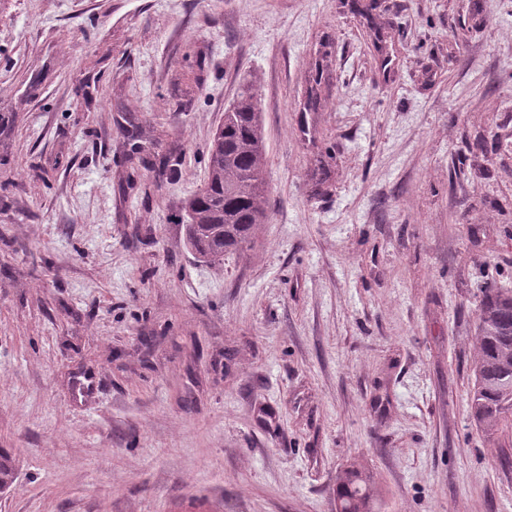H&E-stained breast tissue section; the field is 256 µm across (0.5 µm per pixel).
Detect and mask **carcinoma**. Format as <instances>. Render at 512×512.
Returning <instances> with one entry per match:
<instances>
[{"label":"carcinoma","mask_w":512,"mask_h":512,"mask_svg":"<svg viewBox=\"0 0 512 512\" xmlns=\"http://www.w3.org/2000/svg\"><path fill=\"white\" fill-rule=\"evenodd\" d=\"M267 155L259 104L246 88L224 110L209 150L204 184L188 201L186 242L211 261L247 243L258 224L268 222ZM479 359L470 391L475 424L496 434L512 429V289L487 288L476 315ZM17 484L15 459L0 452V491ZM378 494L370 476L349 467L336 478L339 512H376Z\"/></svg>","instance_id":"cac0c4a2"}]
</instances>
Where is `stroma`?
Returning a JSON list of instances; mask_svg holds the SVG:
<instances>
[{"instance_id":"35a3bbf8","label":"stroma","mask_w":512,"mask_h":512,"mask_svg":"<svg viewBox=\"0 0 512 512\" xmlns=\"http://www.w3.org/2000/svg\"><path fill=\"white\" fill-rule=\"evenodd\" d=\"M247 79L269 221L205 262L184 204ZM487 287L512 0H0V512H336L351 464L382 512H512ZM479 359L470 391L475 424L512 432V289L485 288L476 315ZM17 484V467L15 459L8 453L0 452V494L1 490L6 491L4 494L14 490Z\"/></svg>"}]
</instances>
